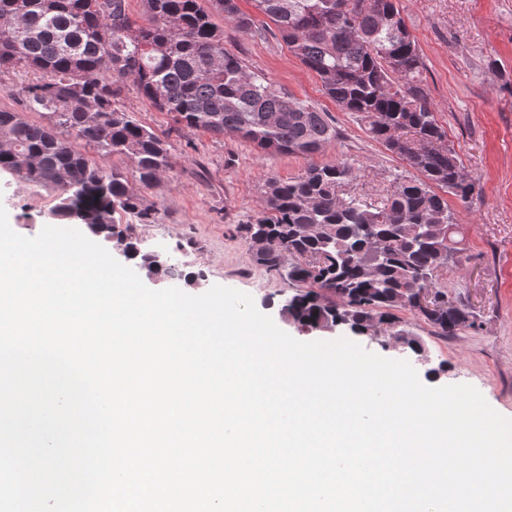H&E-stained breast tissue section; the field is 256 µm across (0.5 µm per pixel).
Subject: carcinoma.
I'll return each instance as SVG.
<instances>
[{
  "mask_svg": "<svg viewBox=\"0 0 512 512\" xmlns=\"http://www.w3.org/2000/svg\"><path fill=\"white\" fill-rule=\"evenodd\" d=\"M209 2L210 12L199 0H143L138 22L128 0H0V71L40 74L19 89L22 110L0 107V173L58 188L55 219L103 225L153 274L159 264L140 253L135 225L114 221L121 210L146 224L153 210L127 177L87 155L128 158L144 188L169 172V142L117 106L130 80L182 130L232 134L267 154L307 160L295 177L269 178L254 222L241 225L254 262L288 282L283 310L297 328L346 327L418 350L399 308L445 339L472 326L438 279L459 268L463 250L448 197L467 208L481 188L448 145L397 0H375L376 11L364 0H253L267 19L261 27L237 0ZM213 11L243 32L262 35L273 24L325 94L420 177L397 181L379 202L341 193L354 168L313 160L336 141V126L224 48ZM422 290L442 302L416 305Z\"/></svg>",
  "mask_w": 512,
  "mask_h": 512,
  "instance_id": "1",
  "label": "carcinoma"
}]
</instances>
